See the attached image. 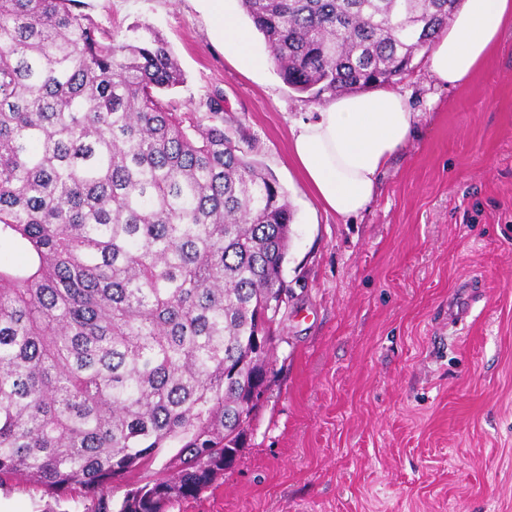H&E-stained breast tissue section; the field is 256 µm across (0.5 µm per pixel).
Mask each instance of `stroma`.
I'll return each mask as SVG.
<instances>
[{
	"label": "stroma",
	"mask_w": 512,
	"mask_h": 512,
	"mask_svg": "<svg viewBox=\"0 0 512 512\" xmlns=\"http://www.w3.org/2000/svg\"><path fill=\"white\" fill-rule=\"evenodd\" d=\"M75 9L118 36L158 30L184 73L165 101L204 119L221 98L225 135L295 213L269 390L223 477L169 512H512V35L467 84H437L424 60L394 83L421 117L344 220L290 154L316 101L275 67L239 68L197 0ZM84 501L24 479L0 490V512Z\"/></svg>",
	"instance_id": "stroma-1"
}]
</instances>
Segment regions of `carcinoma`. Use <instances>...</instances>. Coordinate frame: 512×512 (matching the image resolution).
<instances>
[{
	"label": "carcinoma",
	"instance_id": "carcinoma-1",
	"mask_svg": "<svg viewBox=\"0 0 512 512\" xmlns=\"http://www.w3.org/2000/svg\"><path fill=\"white\" fill-rule=\"evenodd\" d=\"M0 0V489L168 512L224 473L267 386L294 213L146 25ZM284 84L315 101L395 83L460 0H241ZM175 453L157 470L166 449ZM135 479L119 505L112 483Z\"/></svg>",
	"mask_w": 512,
	"mask_h": 512
}]
</instances>
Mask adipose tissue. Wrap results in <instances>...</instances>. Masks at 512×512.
<instances>
[{"instance_id": "1", "label": "adipose tissue", "mask_w": 512, "mask_h": 512, "mask_svg": "<svg viewBox=\"0 0 512 512\" xmlns=\"http://www.w3.org/2000/svg\"><path fill=\"white\" fill-rule=\"evenodd\" d=\"M213 21L212 36L238 65L258 71L268 64L251 47L227 0H200ZM512 31V0H463L449 30L440 33L429 70L441 83L466 84ZM418 114L400 93L380 89L343 95L300 120L291 153L303 180L337 217L358 216L374 200L381 171L409 138Z\"/></svg>"}]
</instances>
